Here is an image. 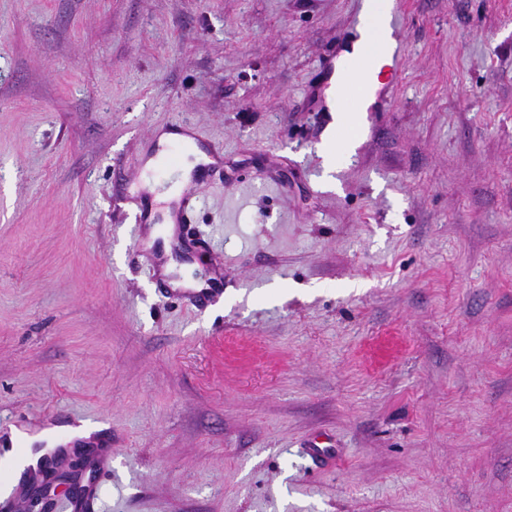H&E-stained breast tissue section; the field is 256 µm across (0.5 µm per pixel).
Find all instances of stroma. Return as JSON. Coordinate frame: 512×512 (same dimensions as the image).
I'll return each instance as SVG.
<instances>
[{"mask_svg":"<svg viewBox=\"0 0 512 512\" xmlns=\"http://www.w3.org/2000/svg\"><path fill=\"white\" fill-rule=\"evenodd\" d=\"M357 3L0 0V430L112 444L40 512H512V0H406L328 175ZM175 118L227 176L159 259L122 189ZM402 65L401 61L396 54V51H391L388 64L381 67L380 71L377 74V83L374 85L376 100L372 104L365 103L361 99H356V97L352 98L348 102L352 104V106L362 112H358L353 109L350 104L349 107L346 108L345 111L336 110V119L334 113V121L332 123L333 130L351 133L353 131H360L363 127V116L364 112H377L379 109V102H384L388 106H392L393 99L385 98L384 94H382L383 90H386L390 87H393L397 80L399 73L401 71ZM378 84H382V88L377 91ZM333 131V132H334ZM329 134L321 143L320 149L324 155L325 166L327 172H332L335 170L336 162L340 157L342 152L346 150V141L344 140L340 146H336L335 132Z\"/></svg>","mask_w":512,"mask_h":512,"instance_id":"stroma-1","label":"stroma"}]
</instances>
